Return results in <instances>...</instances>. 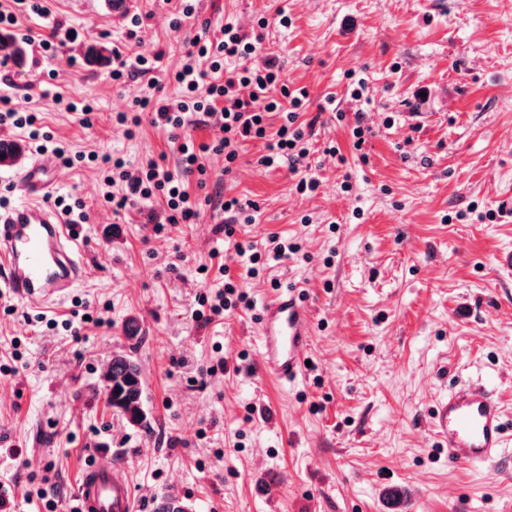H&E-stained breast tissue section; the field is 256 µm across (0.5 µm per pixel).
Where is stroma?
Segmentation results:
<instances>
[{
	"mask_svg": "<svg viewBox=\"0 0 512 512\" xmlns=\"http://www.w3.org/2000/svg\"><path fill=\"white\" fill-rule=\"evenodd\" d=\"M172 29L177 0H135L113 19L109 0H46L0 48V109L35 114L73 158L54 196L81 200L86 281L50 309L0 298V493L7 512H68L90 460L108 459L130 482L136 512L173 492L193 512H512V444L483 470L448 462L432 428L437 399L458 381L492 387L512 425V0H194ZM291 19L277 23L279 13ZM267 27H258L259 19ZM227 22L276 59L290 87L306 88L318 179L296 193L287 161L258 165L262 142L204 157L210 198L198 223L154 233L152 199L117 216L104 195V158L134 166L178 154L143 123L126 136L114 113L148 94V78L112 80L87 62L101 43L128 61H154L164 95L186 44ZM57 26L83 36L56 53L39 39ZM364 79L361 98L347 96ZM362 129L355 138L354 129ZM25 146L0 167V195L24 202ZM256 203L225 238L219 197ZM504 210L495 221L481 212ZM298 254L246 276L250 249L272 237ZM253 301L204 322L225 278ZM304 294L314 315L308 368L281 385L258 364V315L278 289ZM139 333L129 339L126 328ZM140 365L149 428L106 403L101 375L113 355ZM216 366L213 375L203 367Z\"/></svg>",
	"mask_w": 512,
	"mask_h": 512,
	"instance_id": "1",
	"label": "stroma"
}]
</instances>
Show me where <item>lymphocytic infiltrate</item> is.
<instances>
[{
	"mask_svg": "<svg viewBox=\"0 0 512 512\" xmlns=\"http://www.w3.org/2000/svg\"><path fill=\"white\" fill-rule=\"evenodd\" d=\"M217 40L194 37L189 60L176 70L171 79L181 95L170 99L156 94V81H149V94L137 98L133 107L115 115L128 135H135L143 120L169 132L180 154L178 171H170L163 160L149 161L137 172H129L123 159L110 161L109 185H120L119 193H107L113 211L127 205L163 197L167 209L163 216H152L156 230L168 224H192L201 212L199 201L192 197L190 181L205 185L207 173L203 156L211 151L222 153L226 166L238 158L237 147L246 140L263 141L265 152L259 165L272 166L288 160L298 166L308 156V142L299 118L307 109L304 89H289L274 60L254 63L256 44L234 23L220 28ZM246 87L248 96L237 95V87ZM280 113L281 124L269 132L267 119ZM215 125L219 129L216 143H196L185 130L199 125Z\"/></svg>",
	"mask_w": 512,
	"mask_h": 512,
	"instance_id": "1",
	"label": "lymphocytic infiltrate"
}]
</instances>
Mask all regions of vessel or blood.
I'll return each mask as SVG.
<instances>
[{
  "label": "vessel or blood",
  "instance_id": "vessel-or-blood-1",
  "mask_svg": "<svg viewBox=\"0 0 512 512\" xmlns=\"http://www.w3.org/2000/svg\"><path fill=\"white\" fill-rule=\"evenodd\" d=\"M48 170V159H36L20 176L25 204L0 215V287L34 309L64 295L86 269L72 225L39 203L53 187ZM312 334L309 306L296 291L265 301L259 343L267 374L287 384L295 381ZM433 431L447 448L449 463L481 468L501 458L507 428L490 388L460 383L437 401ZM77 501L79 512H136L129 483L98 461L87 466Z\"/></svg>",
  "mask_w": 512,
  "mask_h": 512
}]
</instances>
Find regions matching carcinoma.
<instances>
[{"instance_id":"obj_1","label":"carcinoma","mask_w":512,"mask_h":512,"mask_svg":"<svg viewBox=\"0 0 512 512\" xmlns=\"http://www.w3.org/2000/svg\"><path fill=\"white\" fill-rule=\"evenodd\" d=\"M112 409L121 413L133 426L146 428L148 415L143 407L142 374L138 364L128 355H116L109 366V376L102 382ZM156 512H192V507L174 493L160 497Z\"/></svg>"}]
</instances>
